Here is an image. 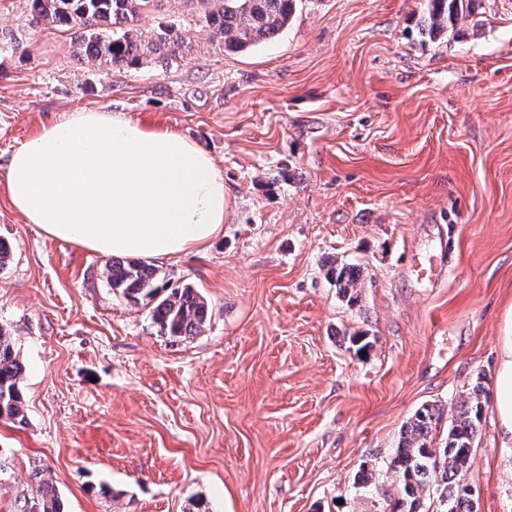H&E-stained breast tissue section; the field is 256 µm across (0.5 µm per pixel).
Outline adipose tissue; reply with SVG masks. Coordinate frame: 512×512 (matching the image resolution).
Listing matches in <instances>:
<instances>
[{"label":"adipose tissue","mask_w":512,"mask_h":512,"mask_svg":"<svg viewBox=\"0 0 512 512\" xmlns=\"http://www.w3.org/2000/svg\"><path fill=\"white\" fill-rule=\"evenodd\" d=\"M12 207L50 238L105 255L172 259L224 224V179L188 138L101 110H77L14 149ZM491 392L501 447H512V308Z\"/></svg>","instance_id":"obj_1"}]
</instances>
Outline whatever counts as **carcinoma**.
Wrapping results in <instances>:
<instances>
[{"mask_svg": "<svg viewBox=\"0 0 512 512\" xmlns=\"http://www.w3.org/2000/svg\"><path fill=\"white\" fill-rule=\"evenodd\" d=\"M165 0H30L32 22L61 25L72 32L80 59L93 65H136L150 56L167 67L187 47V30L176 21L157 33L143 30L144 12ZM198 8V21L212 30L227 51H245L270 41L288 26L295 0H184ZM423 31L435 40L452 33L458 22L474 14L478 0H426ZM329 275L342 297L352 302L362 287L359 267L341 264ZM109 286L132 301L148 299L160 334L187 338L199 334L207 305L192 286L159 284L160 270L147 260L114 259L106 265ZM24 365L12 341L0 330V417L22 421L25 405L19 388ZM488 404L482 383H476L452 414L440 435L447 410L424 404L405 422L401 439L388 462L401 498V512H422L423 497L435 489L440 512H474L463 475L474 462L473 448ZM39 512H62L55 488L37 481Z\"/></svg>", "mask_w": 512, "mask_h": 512, "instance_id": "1", "label": "carcinoma"}]
</instances>
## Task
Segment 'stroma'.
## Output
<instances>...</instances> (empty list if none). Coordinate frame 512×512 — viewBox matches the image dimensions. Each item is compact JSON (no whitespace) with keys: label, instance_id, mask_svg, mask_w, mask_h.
Returning <instances> with one entry per match:
<instances>
[{"label":"stroma","instance_id":"1","mask_svg":"<svg viewBox=\"0 0 512 512\" xmlns=\"http://www.w3.org/2000/svg\"><path fill=\"white\" fill-rule=\"evenodd\" d=\"M425 9L297 0L252 50L196 26L169 67L112 70L0 0V165L104 110L196 143L227 201L220 234L159 264L207 304L176 340L112 290L106 256L26 223L0 176V329L26 368L24 423L0 418V512L34 506L35 470L63 512H392L404 423L491 387L512 306V0L435 42ZM446 238L442 280H417ZM335 261L361 268L356 302L327 279ZM507 454L486 410L464 475L476 512H512Z\"/></svg>","mask_w":512,"mask_h":512}]
</instances>
